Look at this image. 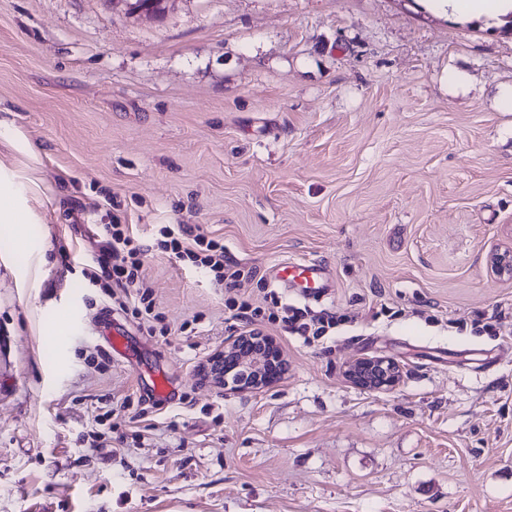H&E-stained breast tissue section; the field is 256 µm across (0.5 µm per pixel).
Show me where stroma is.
<instances>
[{"label": "stroma", "mask_w": 512, "mask_h": 512, "mask_svg": "<svg viewBox=\"0 0 512 512\" xmlns=\"http://www.w3.org/2000/svg\"><path fill=\"white\" fill-rule=\"evenodd\" d=\"M509 90L512 24L422 0H0V165L43 180L36 223L0 224V512H512V277L487 263L512 246ZM113 223L170 335L84 279ZM169 224L256 278L215 287L158 248ZM289 259L331 295L275 287ZM272 290L342 322L264 326L275 384L202 381L242 332L227 302ZM366 357L399 386L350 383ZM169 1L170 0L164 2L156 0H113V3L121 4L126 9L128 7L130 11L135 12L134 14L139 16L154 18L164 12L163 3L166 4ZM274 282L284 288H301L303 297H324L334 284L328 269L314 260L277 262L269 268ZM366 369L372 374V378ZM347 376L357 387L367 390H379L382 388H392L399 384L401 369L393 359L385 357L364 358L355 362L349 367ZM375 376H379L380 384L377 383Z\"/></svg>", "instance_id": "obj_1"}]
</instances>
